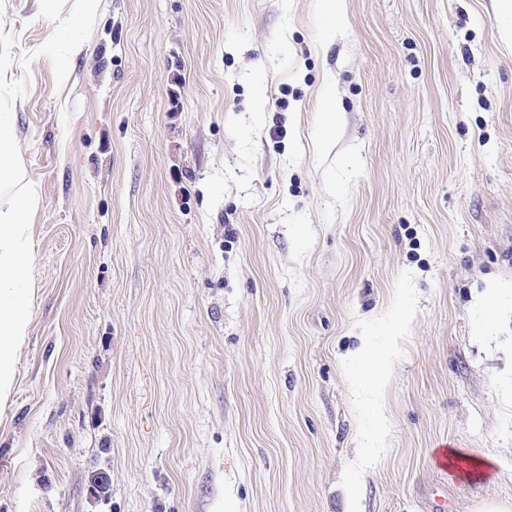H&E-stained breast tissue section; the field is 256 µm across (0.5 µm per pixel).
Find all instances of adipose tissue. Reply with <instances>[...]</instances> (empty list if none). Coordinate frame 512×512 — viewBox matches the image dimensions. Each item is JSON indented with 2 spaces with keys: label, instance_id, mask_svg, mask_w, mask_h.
Here are the masks:
<instances>
[{
  "label": "adipose tissue",
  "instance_id": "adipose-tissue-1",
  "mask_svg": "<svg viewBox=\"0 0 512 512\" xmlns=\"http://www.w3.org/2000/svg\"><path fill=\"white\" fill-rule=\"evenodd\" d=\"M9 181L17 189L15 203L0 208V401H6L13 381L14 353L28 334L29 306L32 294L23 288L28 263V247L24 238L29 200L24 170L12 156V139L6 119L0 117V181ZM406 317L389 320L383 333L388 346L371 343L354 353L353 363L359 367V382L368 390L381 391L392 357L390 343L406 325Z\"/></svg>",
  "mask_w": 512,
  "mask_h": 512
}]
</instances>
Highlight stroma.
Wrapping results in <instances>:
<instances>
[{"instance_id": "1", "label": "stroma", "mask_w": 512, "mask_h": 512, "mask_svg": "<svg viewBox=\"0 0 512 512\" xmlns=\"http://www.w3.org/2000/svg\"><path fill=\"white\" fill-rule=\"evenodd\" d=\"M0 114L35 288L0 512H512L503 0H0ZM407 320L406 313L385 323L383 333L389 339L387 346L379 347L365 342L352 356V362L359 366L358 381L366 389L377 393L381 391L391 361L393 344L401 335Z\"/></svg>"}]
</instances>
